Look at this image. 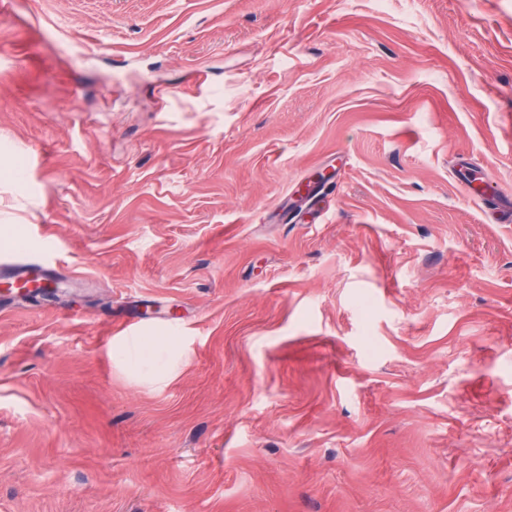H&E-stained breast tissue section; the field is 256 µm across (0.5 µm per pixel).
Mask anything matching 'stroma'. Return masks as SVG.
<instances>
[{"instance_id": "obj_1", "label": "stroma", "mask_w": 512, "mask_h": 512, "mask_svg": "<svg viewBox=\"0 0 512 512\" xmlns=\"http://www.w3.org/2000/svg\"><path fill=\"white\" fill-rule=\"evenodd\" d=\"M466 169L512 199V0H0V252L65 289H0V512H512ZM0 270L2 274L25 280H52L58 271L56 262L49 254L39 253L25 258L1 255Z\"/></svg>"}]
</instances>
